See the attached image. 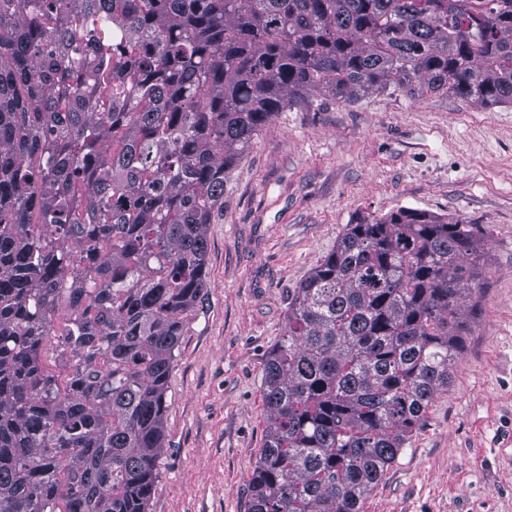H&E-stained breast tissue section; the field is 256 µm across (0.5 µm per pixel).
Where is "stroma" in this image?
Segmentation results:
<instances>
[{"label":"stroma","instance_id":"obj_1","mask_svg":"<svg viewBox=\"0 0 512 512\" xmlns=\"http://www.w3.org/2000/svg\"><path fill=\"white\" fill-rule=\"evenodd\" d=\"M402 207L474 225L481 287L447 390L363 512H512V106L390 90L307 95L227 173L207 286L168 378L149 512H248L264 367L294 288L347 225Z\"/></svg>","mask_w":512,"mask_h":512}]
</instances>
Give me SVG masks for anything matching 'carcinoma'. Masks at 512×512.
Returning a JSON list of instances; mask_svg holds the SVG:
<instances>
[{
	"mask_svg": "<svg viewBox=\"0 0 512 512\" xmlns=\"http://www.w3.org/2000/svg\"><path fill=\"white\" fill-rule=\"evenodd\" d=\"M389 87L512 106V0H0V512H148L224 176L307 93ZM480 247L347 225L267 359L249 512H362L448 389Z\"/></svg>",
	"mask_w": 512,
	"mask_h": 512,
	"instance_id": "1",
	"label": "carcinoma"
}]
</instances>
